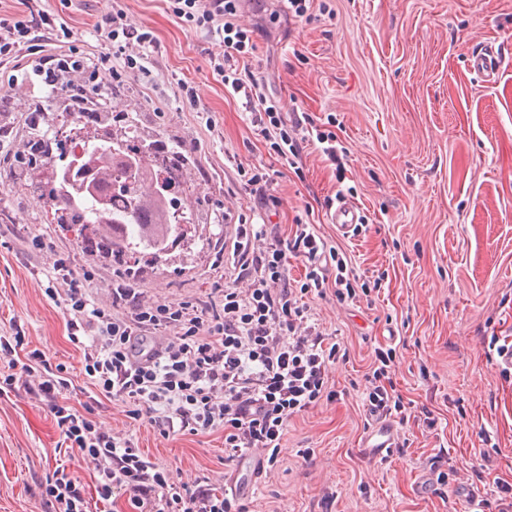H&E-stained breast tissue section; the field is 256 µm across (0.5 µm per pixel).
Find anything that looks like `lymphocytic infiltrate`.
<instances>
[{
    "instance_id": "lymphocytic-infiltrate-1",
    "label": "lymphocytic infiltrate",
    "mask_w": 512,
    "mask_h": 512,
    "mask_svg": "<svg viewBox=\"0 0 512 512\" xmlns=\"http://www.w3.org/2000/svg\"><path fill=\"white\" fill-rule=\"evenodd\" d=\"M173 14L190 27L219 35L224 53L212 71L233 92L273 153L293 163L307 145L345 179V163L334 132L304 127L299 115L282 116L266 94L265 84L246 60L256 49L249 30L236 22L240 0H169ZM51 20L31 9L29 18L0 16V60L11 58L20 44L40 39ZM109 66L107 80L123 69H137L127 54L130 44L153 45L151 32L127 21L120 4L96 28ZM107 80L91 70L71 93L84 97L101 92ZM224 279L216 283L217 303L184 301L170 305L148 298L125 280L112 284L111 303L98 305L93 270L74 268L56 255L49 269L51 297L64 308L70 342L81 354L83 386H75L65 364L52 363L40 349L25 347V331L12 323L0 333V396L23 388L46 407L60 432L53 455L56 465L30 488L49 512H112L113 495L124 496L132 512H242L228 489L175 482L167 469L152 461L131 438L98 419L104 402L120 403L128 418L147 422L161 436L224 433V463L242 452L263 454L262 466L276 468L290 421L332 399V370L348 352L324 326L316 301L334 297L347 306L360 301L375 306L381 281L360 280L350 256L319 235L314 225L296 222L289 231L277 224L239 221L221 246ZM304 265L302 279L288 276L289 258ZM398 346H378L361 392L367 420L401 425L414 422L437 430L439 419L428 408L413 410L390 377ZM86 397L69 406L68 394ZM81 458L92 473L96 499L86 496L79 476L66 460ZM489 453L471 465L465 482L475 512H512V484L491 475Z\"/></svg>"
}]
</instances>
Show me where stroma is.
Returning a JSON list of instances; mask_svg holds the SVG:
<instances>
[{"mask_svg": "<svg viewBox=\"0 0 512 512\" xmlns=\"http://www.w3.org/2000/svg\"><path fill=\"white\" fill-rule=\"evenodd\" d=\"M122 5L129 22L156 39L151 75L123 74L101 105L191 154L181 206L211 240L190 242L182 265H132L131 284L168 304L205 294L224 272L217 243L238 215L255 224H314L346 250L359 275L385 274L373 309L317 302L350 352L329 379L338 397L290 422L278 467L242 499L247 512H468L463 492L442 498L424 489L421 463L443 452L453 465L466 464L489 443L493 475L512 483V372L487 351L493 337L512 345V68L488 83L468 65L490 42L512 58V0H314L309 17L293 26L280 0H243L238 22L257 45L251 70L279 112L330 124L347 155L341 183L312 146L299 167L272 162L242 96L229 94L210 69V55L223 51L219 37L184 27L167 0ZM40 7L72 32L81 56L97 58L95 26L109 0H72L66 9L42 0ZM37 63L25 45L0 67V82L15 74L36 86L0 98V113L14 120L0 135L4 146L31 136L30 113L65 107L64 95L42 87ZM182 81L195 88L197 108L182 105ZM238 162L271 164L276 205L238 193ZM28 177L18 161L0 163V330L20 322L31 347L65 363L79 382L81 355L68 340L62 307L46 293L47 270L57 252L76 267L91 265L99 283L93 298L102 304L119 265L85 254L71 232L48 223ZM342 186L352 189L368 226L352 239L330 223L324 203ZM30 233L47 237L54 252L25 253ZM400 340L393 380L405 400L434 410L441 424L434 433L397 429L409 448L367 460L359 455L368 426L355 386L374 348ZM99 419L129 435L174 480L223 486V432L164 438L109 402ZM58 439L53 417L24 391L0 398V512H45L28 488L52 468ZM302 448L314 449L311 460L298 457ZM364 483L370 494L361 493ZM326 486L337 499L325 511Z\"/></svg>", "mask_w": 512, "mask_h": 512, "instance_id": "stroma-1", "label": "stroma"}]
</instances>
